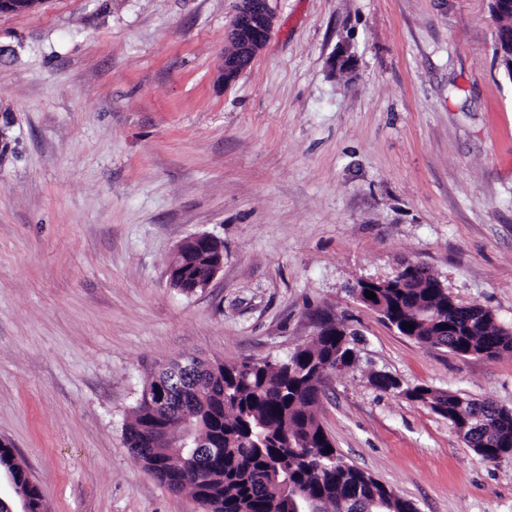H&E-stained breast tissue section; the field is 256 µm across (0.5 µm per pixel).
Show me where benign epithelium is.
Segmentation results:
<instances>
[{"mask_svg":"<svg viewBox=\"0 0 512 512\" xmlns=\"http://www.w3.org/2000/svg\"><path fill=\"white\" fill-rule=\"evenodd\" d=\"M43 0H0V12L30 10ZM270 0H239L238 12L230 29L237 53L224 57V82H233L265 45L273 27Z\"/></svg>","mask_w":512,"mask_h":512,"instance_id":"7a95c632","label":"benign epithelium"}]
</instances>
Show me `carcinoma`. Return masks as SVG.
<instances>
[{
    "label": "carcinoma",
    "mask_w": 512,
    "mask_h": 512,
    "mask_svg": "<svg viewBox=\"0 0 512 512\" xmlns=\"http://www.w3.org/2000/svg\"><path fill=\"white\" fill-rule=\"evenodd\" d=\"M493 57L509 53L512 15L496 16ZM211 244L187 243L174 256L190 275L201 277L212 265ZM383 321L428 349L446 348L461 356L495 359L512 352V329L493 312L454 299L442 281L408 264L392 278L370 284ZM416 312L419 319L410 317ZM409 328H403V325ZM339 361L354 366L359 357L343 326L321 325L312 339L283 359L217 360L196 371L176 391L178 416L166 414L149 396L161 371L150 373L127 418L125 444L142 468L173 493H189L203 512H296L303 493L321 506L355 500L384 504L383 512H416L411 501L371 474L347 463L319 417L327 371ZM371 383L398 394L448 420L455 434L487 463L512 453V410L426 385L397 389L399 381L374 373ZM191 426L208 448L194 456L178 447V436ZM0 464L15 469L40 512L39 490L12 449L0 450Z\"/></svg>",
    "instance_id": "carcinoma-1"
}]
</instances>
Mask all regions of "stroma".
<instances>
[{
	"instance_id": "1",
	"label": "stroma",
	"mask_w": 512,
	"mask_h": 512,
	"mask_svg": "<svg viewBox=\"0 0 512 512\" xmlns=\"http://www.w3.org/2000/svg\"><path fill=\"white\" fill-rule=\"evenodd\" d=\"M237 6L0 14V440L45 512H203L123 443L147 371L282 358L328 316L360 355L319 408L345 460L417 512H512V455L486 463L369 381L512 409V352L424 348L352 295L419 264L512 326V81L489 0H271L228 84ZM198 233L224 267L186 295L166 265Z\"/></svg>"
}]
</instances>
